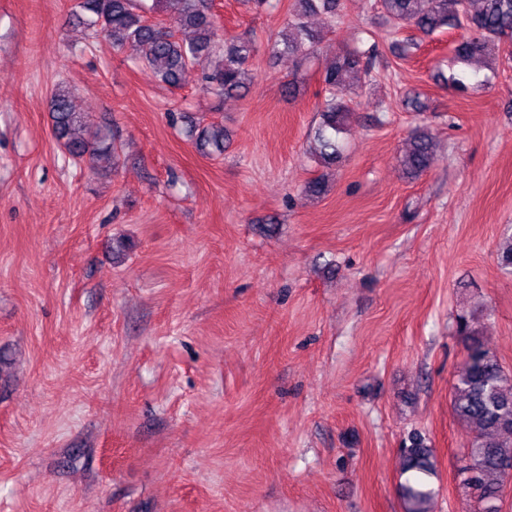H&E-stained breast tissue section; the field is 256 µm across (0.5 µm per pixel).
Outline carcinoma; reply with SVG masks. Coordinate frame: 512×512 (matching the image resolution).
Segmentation results:
<instances>
[{
  "label": "carcinoma",
  "mask_w": 512,
  "mask_h": 512,
  "mask_svg": "<svg viewBox=\"0 0 512 512\" xmlns=\"http://www.w3.org/2000/svg\"><path fill=\"white\" fill-rule=\"evenodd\" d=\"M80 0L78 19L87 28L104 33L112 48L130 52L134 62L150 69L171 87L181 85L185 74L205 71V80L215 90L231 95L254 81L252 59L260 47L245 38L221 39L220 25L211 0ZM390 25L413 27L430 35L443 27L470 33L454 47L461 65L448 83L459 90L470 81L483 84L470 70L475 60L496 62L504 45H512V0H379ZM341 0H292L282 30L267 45L274 56L307 57L323 39L309 18L324 14L336 17ZM161 11L165 22L151 19L148 12ZM376 46L336 55L334 64L322 74L324 101L313 141L320 163H336L344 150V135L354 109L349 94L360 87L361 77L374 69ZM52 129L56 140L75 159L93 168L112 167L115 148L105 134L89 140L84 136V119L73 106L69 88L56 85L50 101ZM201 149L224 152V130L218 125L202 129ZM436 159V142L424 129L414 130L402 162L410 176H419ZM458 333L465 339L466 357L452 386L451 403L456 419L473 428L467 444V477L463 487L477 504L476 512H502L503 491L512 475V373L470 328L466 317L458 318ZM402 475L399 484L403 512H431L437 491L431 483L435 473V451L418 431L407 435L400 448Z\"/></svg>",
  "instance_id": "carcinoma-1"
}]
</instances>
